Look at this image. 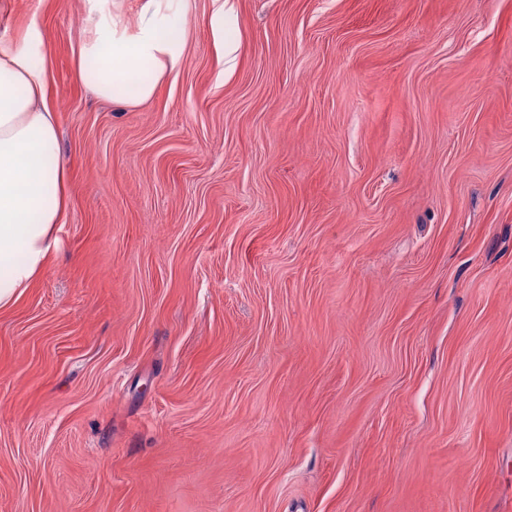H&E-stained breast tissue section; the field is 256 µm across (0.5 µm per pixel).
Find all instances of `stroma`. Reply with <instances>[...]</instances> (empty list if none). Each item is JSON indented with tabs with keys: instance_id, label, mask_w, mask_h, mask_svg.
Returning <instances> with one entry per match:
<instances>
[{
	"instance_id": "stroma-1",
	"label": "stroma",
	"mask_w": 512,
	"mask_h": 512,
	"mask_svg": "<svg viewBox=\"0 0 512 512\" xmlns=\"http://www.w3.org/2000/svg\"><path fill=\"white\" fill-rule=\"evenodd\" d=\"M212 0L141 105L48 34L71 189L0 310V512H512V0ZM215 7L213 13L211 15V26L216 31L219 36L222 45L225 49V54L233 60L235 58L236 53L239 51L240 45L235 39V37L231 34L230 30H228L225 34V43H224V31L225 24L231 18L233 13V5L231 0H213Z\"/></svg>"
}]
</instances>
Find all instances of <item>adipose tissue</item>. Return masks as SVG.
<instances>
[{"instance_id": "1", "label": "adipose tissue", "mask_w": 512, "mask_h": 512, "mask_svg": "<svg viewBox=\"0 0 512 512\" xmlns=\"http://www.w3.org/2000/svg\"><path fill=\"white\" fill-rule=\"evenodd\" d=\"M184 7L185 0H140L131 27L118 0H82L84 29L73 49L79 81L103 100L152 99L186 52ZM46 38L34 20L18 39L0 38V309L41 278L69 208L59 126L44 103Z\"/></svg>"}]
</instances>
